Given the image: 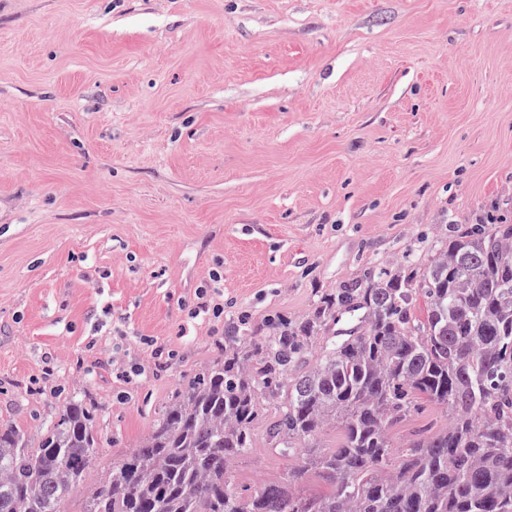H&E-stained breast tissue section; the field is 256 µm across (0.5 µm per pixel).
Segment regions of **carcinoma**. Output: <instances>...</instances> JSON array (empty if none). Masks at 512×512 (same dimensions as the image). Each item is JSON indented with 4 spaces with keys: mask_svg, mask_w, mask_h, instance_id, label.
Returning <instances> with one entry per match:
<instances>
[{
    "mask_svg": "<svg viewBox=\"0 0 512 512\" xmlns=\"http://www.w3.org/2000/svg\"><path fill=\"white\" fill-rule=\"evenodd\" d=\"M423 404L448 424L394 445ZM96 412L69 398L35 447L0 426V512H65L101 447ZM325 424L342 432L330 451L313 444ZM260 425L301 460L240 487L231 464ZM311 470L325 492L304 493ZM83 512H512V224H451L425 262L373 266L303 318L224 337Z\"/></svg>",
    "mask_w": 512,
    "mask_h": 512,
    "instance_id": "carcinoma-1",
    "label": "carcinoma"
}]
</instances>
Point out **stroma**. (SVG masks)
<instances>
[{"instance_id": "obj_1", "label": "stroma", "mask_w": 512, "mask_h": 512, "mask_svg": "<svg viewBox=\"0 0 512 512\" xmlns=\"http://www.w3.org/2000/svg\"><path fill=\"white\" fill-rule=\"evenodd\" d=\"M493 222L512 0H0V426L96 405L67 512L228 331Z\"/></svg>"}]
</instances>
